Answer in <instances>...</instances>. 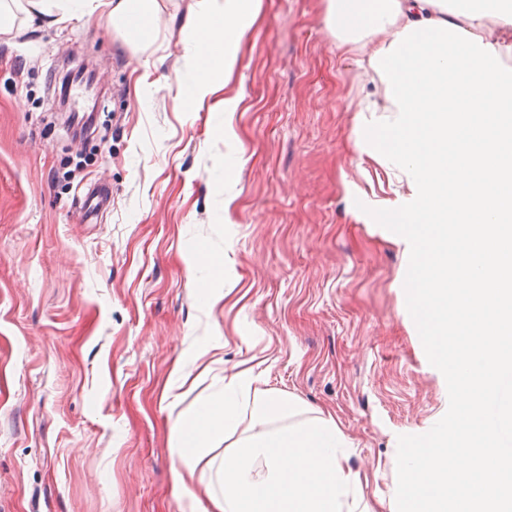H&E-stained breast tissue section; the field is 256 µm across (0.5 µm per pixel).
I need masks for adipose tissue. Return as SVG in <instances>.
<instances>
[{
    "label": "adipose tissue",
    "instance_id": "obj_1",
    "mask_svg": "<svg viewBox=\"0 0 512 512\" xmlns=\"http://www.w3.org/2000/svg\"><path fill=\"white\" fill-rule=\"evenodd\" d=\"M327 2L340 47L370 48L367 65L382 89L362 102L365 151L404 174L420 201L394 214L401 239L419 246L417 299L431 310V294L465 280L454 303L473 322L452 334H485L461 365L494 375L500 339L512 334L498 312L512 253L483 226L512 222V0ZM261 8L262 0H201L187 17L194 96L209 95L216 76L235 70ZM97 11L135 46L155 37L158 0H0V34H11L22 17L61 23ZM254 382L252 369L236 371L225 377L222 396L181 417L172 438L176 487L202 466L215 512H366L335 422ZM227 439L231 452L214 455V443Z\"/></svg>",
    "mask_w": 512,
    "mask_h": 512
}]
</instances>
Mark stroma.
<instances>
[{
    "mask_svg": "<svg viewBox=\"0 0 512 512\" xmlns=\"http://www.w3.org/2000/svg\"><path fill=\"white\" fill-rule=\"evenodd\" d=\"M198 3L160 0L145 48L98 18L0 34V512H209L204 479L173 487L172 429L241 362L336 422L372 512H391L398 437L448 409L386 216L410 190L356 145L376 75L327 0H263L233 75L186 101ZM70 50L111 129L68 171L86 143L48 75ZM100 179L110 209L77 223Z\"/></svg>",
    "mask_w": 512,
    "mask_h": 512,
    "instance_id": "stroma-1",
    "label": "stroma"
}]
</instances>
